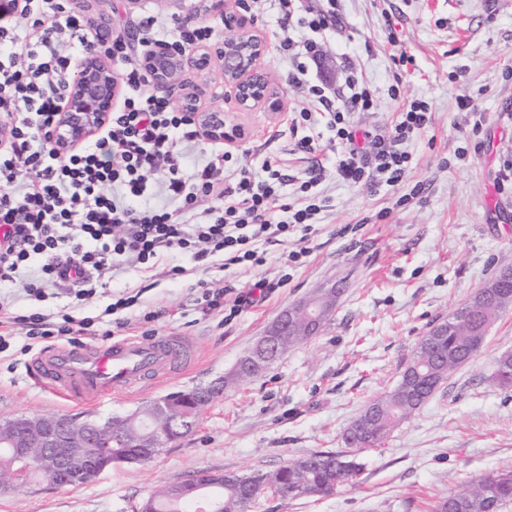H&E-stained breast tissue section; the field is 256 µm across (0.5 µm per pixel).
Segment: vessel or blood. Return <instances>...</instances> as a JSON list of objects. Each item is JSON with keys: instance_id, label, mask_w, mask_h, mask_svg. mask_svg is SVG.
Listing matches in <instances>:
<instances>
[{"instance_id": "b4317fda", "label": "vessel or blood", "mask_w": 512, "mask_h": 512, "mask_svg": "<svg viewBox=\"0 0 512 512\" xmlns=\"http://www.w3.org/2000/svg\"><path fill=\"white\" fill-rule=\"evenodd\" d=\"M193 356V343L182 336H135L100 346L75 342L38 354L28 374L63 400L90 403L107 391L141 389L179 374Z\"/></svg>"}]
</instances>
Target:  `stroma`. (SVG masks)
I'll use <instances>...</instances> for the list:
<instances>
[{"mask_svg":"<svg viewBox=\"0 0 512 512\" xmlns=\"http://www.w3.org/2000/svg\"><path fill=\"white\" fill-rule=\"evenodd\" d=\"M339 9L340 23L320 40L318 77L341 92L349 63L375 89V109L357 114L356 123L382 134L397 122L401 102L428 104L427 129L404 145L410 162L399 189L376 191L340 180L334 133L325 119L293 127L305 99L289 86L291 63L279 50L289 31L272 0H260L245 19L266 40L261 65L282 110L238 111L221 61L202 73L187 69L183 80L200 109L237 116L246 134L232 143L202 139L186 149V162L192 166L225 150L232 155L227 170L240 163L257 169L273 155L288 176L283 192L289 203H304L300 186L317 173L329 208L311 233L263 243L267 261L257 273L213 266L191 278L174 277L171 268L189 260L172 252L152 269L104 280L76 307V316L95 318L113 295L139 288L155 319L132 323L124 336L173 335L194 343L195 365L147 393L109 394L89 406L53 396L28 378L32 353H21L24 329L15 326V342L0 352V421L22 414L125 415L223 376L285 308L329 282L344 288L333 313L317 336L247 383L225 387L200 413L195 430L152 460L108 467L80 485L30 483L0 494V512H140L157 486L191 480L202 470L272 472L315 451L345 450L355 417L396 384L429 329L500 270L512 268V191L497 190L500 167L512 161V0H341ZM145 11L165 24L207 22L218 44L226 35L206 0H140L134 6L94 0L88 14L128 28ZM393 30L413 58L408 66L393 61ZM463 96L475 101L476 113L458 109ZM305 135L315 141V152L300 150ZM418 183L423 193L410 197ZM301 248L308 251L303 263L287 264L289 251ZM257 275L276 283V290L228 322L203 310L190 287L196 277L243 294ZM282 277L287 283L281 287ZM506 351H512V310L491 327L477 355L381 447L351 450L361 466L355 485L294 500L269 490L249 512H429L458 483L512 470V387L493 377L494 360Z\"/></svg>","mask_w":512,"mask_h":512,"instance_id":"stroma-1","label":"stroma"}]
</instances>
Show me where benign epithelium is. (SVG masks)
Returning a JSON list of instances; mask_svg holds the SVG:
<instances>
[{
    "instance_id": "obj_1",
    "label": "benign epithelium",
    "mask_w": 512,
    "mask_h": 512,
    "mask_svg": "<svg viewBox=\"0 0 512 512\" xmlns=\"http://www.w3.org/2000/svg\"><path fill=\"white\" fill-rule=\"evenodd\" d=\"M209 2V11L221 16L224 27L234 35L224 39L215 51L200 48L186 53L167 47L152 49L142 58L143 68L154 85L168 87L181 83L189 65L200 71L208 69L215 55L224 59V84L233 89L239 110L247 111L261 105L274 113L279 112L280 104L273 98L261 67L267 49L264 37L245 29L243 16L230 8V0ZM120 91L119 79L109 60L99 55L88 56L79 68L67 103L58 113L53 130L56 149L64 153L96 136L107 123ZM180 104L210 140L231 143L245 135V128L235 118L226 117L222 112L199 110L193 92L186 93ZM335 297L336 285L333 284L318 298L285 310L263 333L255 357L261 360L278 354L286 338L297 333L315 335ZM0 430L5 431L8 442L18 448L22 456L35 455L40 459L48 480L55 479L62 468L79 478L87 472L95 474L112 465V460L100 455L91 443L99 432L112 430L110 422L98 421L77 435L60 418L29 417L19 430L9 421L1 423ZM169 434L163 425H155L141 447H162L168 443Z\"/></svg>"
}]
</instances>
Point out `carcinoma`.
Instances as JSON below:
<instances>
[{
	"instance_id": "obj_1",
	"label": "carcinoma",
	"mask_w": 512,
	"mask_h": 512,
	"mask_svg": "<svg viewBox=\"0 0 512 512\" xmlns=\"http://www.w3.org/2000/svg\"><path fill=\"white\" fill-rule=\"evenodd\" d=\"M473 315L448 329L445 336L428 331L393 388L370 400L347 431L344 442L349 448H375L381 445L396 426L412 417L430 398L427 392L414 397V388L425 379H444L459 366L469 362L485 342L488 330L512 309V285L505 284L493 296L483 295L479 288L464 303ZM494 379L502 386H512V352L506 351L495 360ZM198 390L166 396L175 410L192 409ZM145 417H131L123 426L121 437L102 434L97 444L108 458L129 459L136 444L145 437ZM25 479L40 477L41 463L36 458L24 460L14 449L0 443V483L15 482L19 471ZM359 464L346 451L314 452L288 461L273 472L255 471L224 478V483L204 490L210 512H247L264 490L271 486L286 491L295 499L302 496L325 497L353 480ZM193 497L174 498L170 486L158 488L142 505V512H188ZM512 504V470L492 471L457 486L447 497L436 501L430 512H502Z\"/></svg>"
}]
</instances>
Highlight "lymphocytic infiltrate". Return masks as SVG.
Returning a JSON list of instances; mask_svg holds the SVG:
<instances>
[{
    "label": "lymphocytic infiltrate",
    "mask_w": 512,
    "mask_h": 512,
    "mask_svg": "<svg viewBox=\"0 0 512 512\" xmlns=\"http://www.w3.org/2000/svg\"><path fill=\"white\" fill-rule=\"evenodd\" d=\"M273 2L283 22L301 33L280 44L292 64L289 85L312 103L300 110L301 120L310 121L317 110L329 114L342 180L395 189L410 161L404 144L429 123L427 105L403 104L387 135L358 128L354 114L375 107L362 76L348 69L338 100L308 78L319 64L318 35L340 22L338 0ZM212 35L205 24L178 22L169 30L152 15L140 19L136 36L122 30L103 35L88 28L72 0H37L24 23L0 24V116L11 125L10 141L0 148V288L20 283L41 298L66 283L84 301L101 280L129 266L153 268L172 251L195 263L218 257L223 267L254 270L265 263L263 242L312 230L327 206L326 197L314 192L317 178L302 183L306 204L297 208L284 200V176L273 158H265L257 173L241 166L229 180L225 153L186 164L183 149L199 138L198 127L170 98L157 95L140 58L156 45L188 52L207 45ZM92 52L111 62L123 94L96 138L61 154L50 133L80 62ZM156 192L166 205H143ZM204 199L210 205L203 209ZM36 260L39 274L24 279ZM12 309L0 297V350L9 347L15 323L25 327L31 344L86 329L85 321L68 313L17 316Z\"/></svg>",
    "instance_id": "obj_1"
}]
</instances>
